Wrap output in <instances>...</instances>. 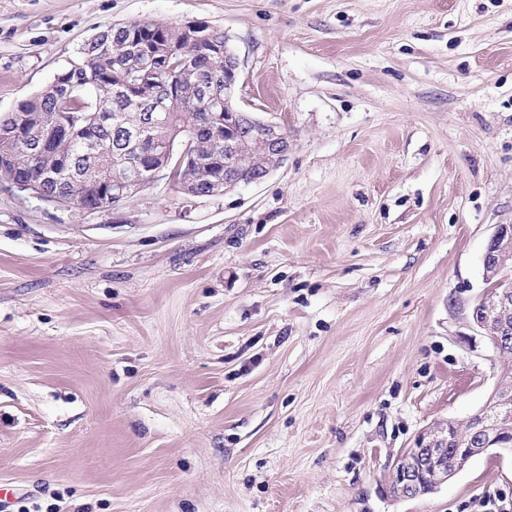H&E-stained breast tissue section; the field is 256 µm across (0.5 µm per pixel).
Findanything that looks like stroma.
Instances as JSON below:
<instances>
[{"label": "stroma", "mask_w": 512, "mask_h": 512, "mask_svg": "<svg viewBox=\"0 0 512 512\" xmlns=\"http://www.w3.org/2000/svg\"><path fill=\"white\" fill-rule=\"evenodd\" d=\"M127 21L223 31L293 149L191 201L0 188L9 512H512L510 456L389 492L512 367L471 319L512 224V0H0V113Z\"/></svg>", "instance_id": "35a3bbf8"}]
</instances>
